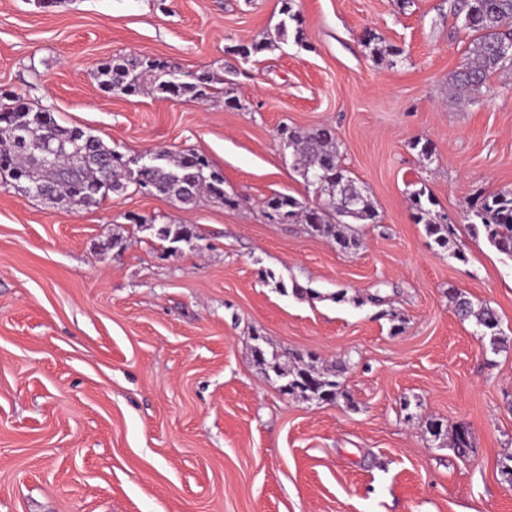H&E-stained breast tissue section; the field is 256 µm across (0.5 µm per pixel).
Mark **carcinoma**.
Instances as JSON below:
<instances>
[{"mask_svg": "<svg viewBox=\"0 0 512 512\" xmlns=\"http://www.w3.org/2000/svg\"><path fill=\"white\" fill-rule=\"evenodd\" d=\"M448 12L474 34L466 62L448 76L456 96L469 100L481 92L491 75L512 69V55L502 52L503 46L512 44V0H448ZM286 33L283 24L260 41L234 47V53L247 61L275 48ZM213 82L214 77L207 72L184 73L175 65L150 58L116 56L99 68L100 87L127 96L149 85L164 98L206 100L215 91ZM280 136L285 148L292 150L294 169L306 186L313 188L316 202L277 193L265 201L268 216L286 223L301 222L310 232L335 241L344 251L359 248L361 240L353 225L377 223L378 212L343 165L335 129L329 125L307 130L284 127ZM155 154L158 159L139 170L136 185L149 187L185 207L194 205L202 195L228 206L235 204L224 191V177L205 156L193 150L177 154L157 150ZM0 178L27 183L32 197L88 207L124 189L129 167L124 156L100 137L64 125L54 113L35 109L15 97L12 103L0 105ZM411 202L415 223L424 225L426 235L439 247L448 248L454 236L453 225L432 216V207L436 206L432 196L420 188L412 193ZM466 221L473 231L483 230L489 243L512 260L511 190L471 202ZM158 236L171 244L199 239L190 224H165L158 229ZM450 299L458 316L475 319L481 339L498 350L502 339L495 312L487 307L474 309L472 302L459 293ZM254 357L266 372L284 381L283 388L291 395L322 401L336 397L340 374L317 371L299 353L291 354L289 367L259 346L254 347Z\"/></svg>", "mask_w": 512, "mask_h": 512, "instance_id": "1", "label": "carcinoma"}]
</instances>
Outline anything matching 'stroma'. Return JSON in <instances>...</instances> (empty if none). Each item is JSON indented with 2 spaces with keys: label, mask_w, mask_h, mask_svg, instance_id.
<instances>
[{
  "label": "stroma",
  "mask_w": 512,
  "mask_h": 512,
  "mask_svg": "<svg viewBox=\"0 0 512 512\" xmlns=\"http://www.w3.org/2000/svg\"><path fill=\"white\" fill-rule=\"evenodd\" d=\"M292 9L246 62L232 46L275 32L281 0H0V94L133 169L195 150L238 201L186 209L131 184L70 209L0 181V512H512V260L465 220L512 190V72L449 94L471 37L448 0ZM372 36L401 56H372ZM117 55L209 72L237 104L105 93ZM325 124L379 215L352 253L266 214L273 194L314 197L279 129ZM422 187L450 249L412 217ZM170 223L198 241L168 251L153 229ZM452 291L496 312L499 352ZM257 344L339 369L336 399L283 393ZM461 425L463 454L445 441ZM287 33L285 21L274 34H267L262 40L253 42L250 45L234 46V54L240 55L245 61L263 51L271 50L277 46L278 40H282Z\"/></svg>",
  "instance_id": "obj_1"
}]
</instances>
